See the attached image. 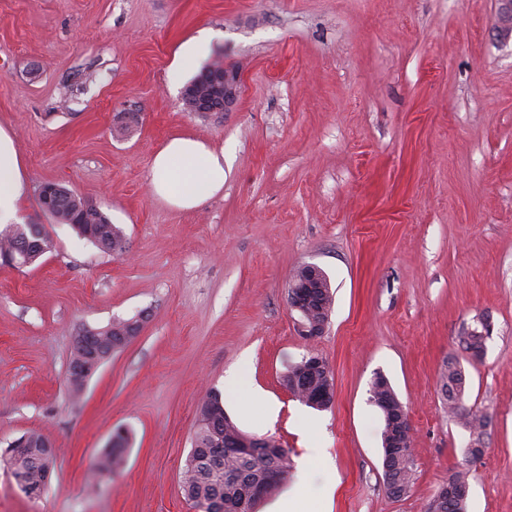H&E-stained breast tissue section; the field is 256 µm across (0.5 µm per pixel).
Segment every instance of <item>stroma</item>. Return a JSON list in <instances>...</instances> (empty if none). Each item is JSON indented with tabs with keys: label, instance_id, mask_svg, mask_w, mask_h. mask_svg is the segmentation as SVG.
<instances>
[{
	"label": "stroma",
	"instance_id": "35a3bbf8",
	"mask_svg": "<svg viewBox=\"0 0 512 512\" xmlns=\"http://www.w3.org/2000/svg\"><path fill=\"white\" fill-rule=\"evenodd\" d=\"M498 0H0V127L26 179L16 221L51 248L0 261V448L43 433L54 475L28 498L0 461V512H195L181 493L198 406L221 391L244 431L275 437L304 468L299 512H426L469 433L440 376L466 374L491 425L470 467L468 512H512V36ZM208 41L242 73L229 112H189L179 47ZM224 150V190L192 210L153 195L173 135ZM98 206L128 238L99 250L46 215L42 184ZM327 274L324 335L299 336L295 270ZM145 315L80 397L74 337ZM490 325L481 359L458 345ZM323 357L334 402L282 383ZM246 362L244 386L229 392ZM384 374L413 428V486L383 484ZM275 414H268L267 404ZM130 431L112 477L88 462Z\"/></svg>",
	"mask_w": 512,
	"mask_h": 512
}]
</instances>
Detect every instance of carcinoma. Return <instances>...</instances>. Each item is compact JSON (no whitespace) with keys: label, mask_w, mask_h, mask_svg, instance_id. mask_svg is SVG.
<instances>
[{"label":"carcinoma","mask_w":512,"mask_h":512,"mask_svg":"<svg viewBox=\"0 0 512 512\" xmlns=\"http://www.w3.org/2000/svg\"><path fill=\"white\" fill-rule=\"evenodd\" d=\"M54 210L59 221L67 223L75 217L86 219L78 226L77 233L91 241L101 250L120 255L125 251L126 239L123 229L111 223L109 218L88 201L61 185L56 191ZM50 247L43 237L33 236L29 224H8L0 230V254L27 247L36 254L37 242ZM308 320L322 322L331 311L332 293L330 284H321L308 288ZM126 329V321L113 322L93 333L84 330L75 336L69 366L83 367L89 363L93 353L107 348L110 338L118 336ZM443 391L448 401V412L469 431L470 434H482L487 425V415L475 405L464 401L466 375L457 361L448 362L442 373ZM283 385L305 405L312 407L327 390L334 389L332 374L324 369L303 370L301 363L289 366L282 378ZM370 398L381 411L384 420L382 442L390 439L397 441L400 447L393 449L387 460L392 469L395 489L389 494L400 498L408 493L413 484L412 444L399 438L400 424L396 422L401 404L388 379L381 382L371 381ZM242 430L224 410L221 393L209 391L199 408L197 428L194 432L192 447L201 449V455L194 463L185 465L181 481V492L197 508L202 502L219 497L224 501L223 512H252L255 506L254 494L259 488L273 495L288 480L292 469L288 449L272 436L262 438L263 446L250 452H241L229 447L237 440ZM117 442L102 450L88 466L94 476L110 474L120 470L126 461L129 437L126 432H115ZM27 451L9 457L12 474L18 483H24L33 489L46 486L51 478L47 477L44 465L37 462L39 456L44 461L53 458L51 443L43 434L36 431L26 433ZM464 462L448 476V481L437 491L428 505V512H467L470 487L469 465Z\"/></svg>","instance_id":"carcinoma-1"}]
</instances>
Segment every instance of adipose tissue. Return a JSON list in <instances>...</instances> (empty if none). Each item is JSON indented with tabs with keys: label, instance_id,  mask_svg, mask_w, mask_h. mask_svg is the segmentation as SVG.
I'll use <instances>...</instances> for the list:
<instances>
[{
	"label": "adipose tissue",
	"instance_id": "adipose-tissue-1",
	"mask_svg": "<svg viewBox=\"0 0 512 512\" xmlns=\"http://www.w3.org/2000/svg\"><path fill=\"white\" fill-rule=\"evenodd\" d=\"M150 188L170 206L191 210L224 189V153L189 135H176L155 154ZM25 174L9 133L0 128V223L17 212Z\"/></svg>",
	"mask_w": 512,
	"mask_h": 512
}]
</instances>
